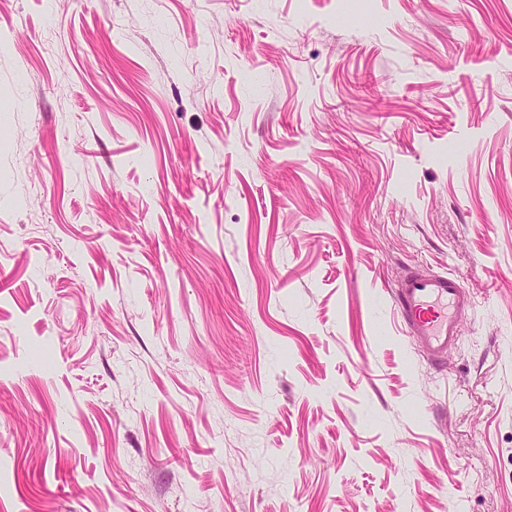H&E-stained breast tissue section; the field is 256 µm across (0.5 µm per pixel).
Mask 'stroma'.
<instances>
[{"instance_id":"obj_1","label":"stroma","mask_w":512,"mask_h":512,"mask_svg":"<svg viewBox=\"0 0 512 512\" xmlns=\"http://www.w3.org/2000/svg\"><path fill=\"white\" fill-rule=\"evenodd\" d=\"M0 512H512V0H0ZM392 304L407 334L423 346L427 356L439 360L458 343L472 306L460 280L420 267L410 268L399 278Z\"/></svg>"}]
</instances>
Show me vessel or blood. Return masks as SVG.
<instances>
[{
    "label": "vessel or blood",
    "instance_id": "obj_1",
    "mask_svg": "<svg viewBox=\"0 0 512 512\" xmlns=\"http://www.w3.org/2000/svg\"><path fill=\"white\" fill-rule=\"evenodd\" d=\"M392 304L407 334L423 346L427 356L441 360L458 343L472 306L456 277L419 267L399 278Z\"/></svg>",
    "mask_w": 512,
    "mask_h": 512
}]
</instances>
